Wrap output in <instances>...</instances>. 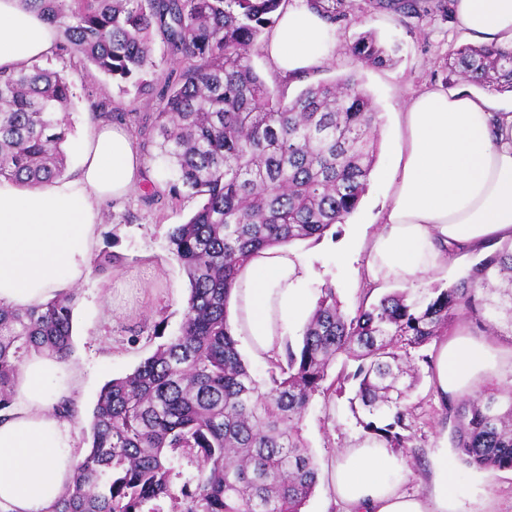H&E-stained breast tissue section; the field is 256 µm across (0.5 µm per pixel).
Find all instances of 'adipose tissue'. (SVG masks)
<instances>
[{"instance_id": "1", "label": "adipose tissue", "mask_w": 512, "mask_h": 512, "mask_svg": "<svg viewBox=\"0 0 512 512\" xmlns=\"http://www.w3.org/2000/svg\"><path fill=\"white\" fill-rule=\"evenodd\" d=\"M458 27L486 45L512 49V0H455ZM57 30L21 0H0V70L40 63L57 47ZM336 45V31L308 6L284 10L264 46L286 79L317 69ZM403 148L390 173L393 191L372 237L369 281L415 284L439 270L449 251H484L512 240V113L488 98L420 92L402 115ZM71 176L36 186L0 178V306L37 309L70 292L88 273L98 244L100 204L145 181L144 161L129 130L102 118L78 144ZM311 259L291 245L256 252L240 267L227 304L232 336L259 361L282 355L289 329L314 310ZM485 341L464 333L433 356L438 397L462 395L497 371ZM76 372L43 352L30 353L0 421V512H49L78 460L76 429L55 404L74 396ZM390 449L364 438L339 454L332 494L344 512H462L457 472L436 466L429 495L407 494Z\"/></svg>"}]
</instances>
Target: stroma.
<instances>
[{
	"mask_svg": "<svg viewBox=\"0 0 512 512\" xmlns=\"http://www.w3.org/2000/svg\"><path fill=\"white\" fill-rule=\"evenodd\" d=\"M348 18L336 25L334 54L310 79L284 80L264 51L253 57L255 69L270 87L285 98H294L307 81L333 80L357 71L364 89L379 112L377 160L370 183L357 210L345 223L336 225L320 240H300L296 249L314 259L316 278L313 296H320L325 285H334L347 311H355L362 295L378 300L392 291L389 283L374 285L365 293L364 265L371 238L379 231V215L391 189L385 179L397 160L401 144V114L410 101L426 89L463 91V82L448 83L444 64L450 50L470 43V36L457 27L453 18L439 12L422 19L406 21L392 12L375 10L366 0H347ZM367 31L395 47L394 62L384 68H356L349 49ZM42 68L65 71L75 85L76 96L70 112L73 132L65 149L69 165H76L77 146L91 120L96 104L109 103L130 114L125 125L138 134L143 118L159 112L164 99H135L120 93L116 83L103 76L88 77L78 60L52 55ZM200 204L199 198L182 196L149 205L140 191L103 207L97 254L120 255L119 263L104 270H91L75 288L72 310L71 363L80 374L76 397V430L80 453H88L91 443L92 412L102 387L110 380L133 372L156 349L177 336L185 318L188 280L182 267L168 250V233L174 225L186 222ZM421 380L411 394L415 407L413 454L405 456L399 483L410 494H427L429 480L440 453L452 449L451 426L435 399L430 383L431 370L421 367ZM351 391L331 397H315L302 421V435L318 466L319 478L303 512H339L329 488V466L364 430L350 410ZM460 495L466 512L487 503L491 512H512V470L484 472L457 467Z\"/></svg>",
	"mask_w": 512,
	"mask_h": 512,
	"instance_id": "obj_1",
	"label": "stroma"
}]
</instances>
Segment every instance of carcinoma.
<instances>
[{"mask_svg": "<svg viewBox=\"0 0 512 512\" xmlns=\"http://www.w3.org/2000/svg\"><path fill=\"white\" fill-rule=\"evenodd\" d=\"M58 30L59 51L124 90L148 96L154 36L178 65L164 79L162 111L140 130L176 176L172 200L201 198L174 226L168 247L189 282L180 334L124 378L108 383L93 410L91 448L51 512H160L182 480V512H302L319 468L301 424L315 395L354 382L353 414L387 448H412L420 380L411 351L471 323L512 339V245L505 243L447 288L412 297L395 290L343 310L321 290L298 347L286 343L259 382L226 324L240 266L257 251L324 236L358 207L377 157L379 116L352 72L311 83L292 100L252 64L286 0H22ZM420 18L424 0H374ZM331 24L342 0H307ZM356 65L382 68L392 50L372 32L351 45ZM448 79L512 92V50L466 44L448 53ZM73 86L37 66L0 71V177L38 185L61 178L71 133ZM74 293L39 310L0 307V412L23 358L72 353ZM356 363L332 382L338 359ZM459 459L480 471L512 469V391L495 381L443 402ZM195 459L183 475L178 458Z\"/></svg>", "mask_w": 512, "mask_h": 512, "instance_id": "cac0c4a2", "label": "carcinoma"}]
</instances>
